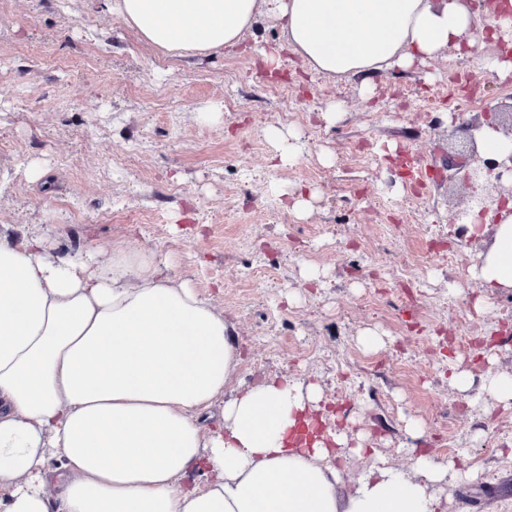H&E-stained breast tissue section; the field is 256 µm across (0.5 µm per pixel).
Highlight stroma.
Segmentation results:
<instances>
[{"label": "stroma", "mask_w": 512, "mask_h": 512, "mask_svg": "<svg viewBox=\"0 0 512 512\" xmlns=\"http://www.w3.org/2000/svg\"><path fill=\"white\" fill-rule=\"evenodd\" d=\"M281 37L262 16L236 48L164 54L110 0H0V225L43 235L56 258L149 251L192 282L240 351L235 388L319 383L330 427L375 448L338 460L341 495L373 462L408 473L425 452L475 473L448 485L445 512H512V406L450 381L512 373V288L474 278L490 241L452 224L467 193L446 179L454 125L511 97L512 72L487 70L494 44L446 48L379 71L367 97L292 52L268 75L253 48ZM212 103L221 122L198 123ZM271 126L298 134L293 165L271 167Z\"/></svg>", "instance_id": "obj_1"}]
</instances>
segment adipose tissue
<instances>
[{
	"mask_svg": "<svg viewBox=\"0 0 512 512\" xmlns=\"http://www.w3.org/2000/svg\"><path fill=\"white\" fill-rule=\"evenodd\" d=\"M112 12L159 49L199 53L237 47L265 14L311 70L365 81L512 27L463 0H112ZM469 230L492 237L474 277L512 288V216ZM240 360L223 312L153 254L60 259L39 235L0 229V512H441L432 485L466 478L420 453L412 473L377 465L340 496L344 436L297 435L331 416L320 387L275 375L232 391ZM452 383L512 403L510 373L457 370ZM193 469L203 485L188 484Z\"/></svg>",
	"mask_w": 512,
	"mask_h": 512,
	"instance_id": "adipose-tissue-1",
	"label": "adipose tissue"
}]
</instances>
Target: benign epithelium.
<instances>
[{"label":"benign epithelium","instance_id":"7a95c632","mask_svg":"<svg viewBox=\"0 0 512 512\" xmlns=\"http://www.w3.org/2000/svg\"><path fill=\"white\" fill-rule=\"evenodd\" d=\"M458 129L468 134V140L465 153L448 162V182L458 181L471 190L467 208L457 211L451 220L464 230L475 214L483 219L501 214L507 205L505 193H512V150L486 156L478 149V136L486 129L512 141V101L497 103L493 120L485 124L473 119L463 121Z\"/></svg>","mask_w":512,"mask_h":512}]
</instances>
